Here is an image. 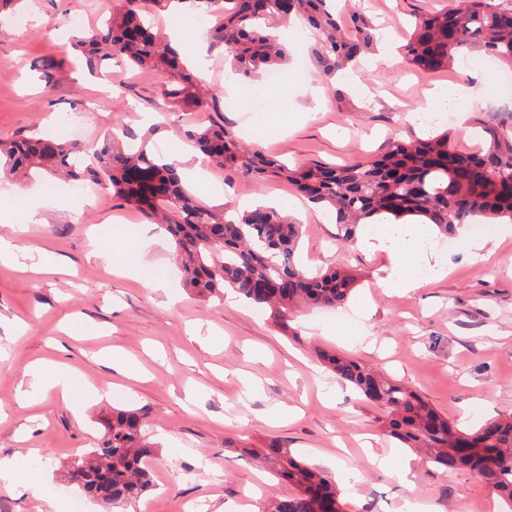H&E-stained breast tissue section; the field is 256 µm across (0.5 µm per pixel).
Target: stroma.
Segmentation results:
<instances>
[{
    "label": "stroma",
    "instance_id": "stroma-1",
    "mask_svg": "<svg viewBox=\"0 0 512 512\" xmlns=\"http://www.w3.org/2000/svg\"><path fill=\"white\" fill-rule=\"evenodd\" d=\"M448 0H360L365 13L388 28L386 49L398 54L415 16L443 9ZM123 0H24L25 23L0 19V139L40 132L66 120L74 140L88 144L115 122L141 128L161 116L154 140L170 156L187 152L186 129L219 120L245 146L290 162L335 164L377 155L392 136L421 129L407 115L429 89L479 84L476 108L498 100L494 76L475 56L449 71L425 74L398 63L369 65L354 84L328 87L289 63L281 85L265 87V109L244 102L246 86L224 58L199 45L206 62L199 80L220 94L216 112L171 111L167 78L142 74L113 59L90 74L63 44L79 13L85 27L120 8ZM372 88L377 105L360 87ZM263 138H255V131ZM0 186V243L25 255L0 262V457L18 474H39L25 488L0 481V512H66L79 489L68 480L73 459L94 448L101 417L132 406L147 414L159 444L151 489L122 510L87 499L86 512H253L292 486L259 469L236 446L279 443L292 456L336 483L345 512H403L418 498L429 512H505L496 492L467 470L437 468L427 456L399 447L378 423L382 411L325 370L313 353L322 347L398 380L458 427L473 430L512 416V224L496 225L492 258L469 260L481 239L474 225L439 237L437 255L447 275L409 292L378 285L379 256L336 243L333 219L303 204L291 208L293 187L257 183L207 167L195 189L210 203L275 199L303 226L298 253L307 269L347 270L356 277L336 318L322 310L295 311L287 326L269 310L225 292L202 300L172 278L173 249L157 225L110 191L71 194L59 181ZM50 196L42 223L28 221L27 200ZM109 249L128 267L113 274L100 255ZM131 361L113 367V354ZM43 362L77 372L95 392L72 407L49 392L19 404L18 383ZM412 459L409 484L393 468Z\"/></svg>",
    "mask_w": 512,
    "mask_h": 512
}]
</instances>
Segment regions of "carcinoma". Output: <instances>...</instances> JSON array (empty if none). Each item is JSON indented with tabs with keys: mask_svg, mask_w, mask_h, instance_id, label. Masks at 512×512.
Here are the masks:
<instances>
[{
	"mask_svg": "<svg viewBox=\"0 0 512 512\" xmlns=\"http://www.w3.org/2000/svg\"><path fill=\"white\" fill-rule=\"evenodd\" d=\"M157 11L188 3L200 14L219 13L207 30L210 48L231 62L245 82L288 62L282 31L300 22L315 32L309 60L316 75L334 84L371 48L374 26L358 8L343 15L335 0H153ZM141 0H124L100 27L74 32L65 48L94 72L123 56L140 70L168 75L165 96L181 112L218 111L217 93H204L179 51L159 40L141 15ZM404 62L424 73L445 71L462 55L489 56L512 70V6L496 0H450L444 9L416 18L400 46ZM480 145L460 149L448 133L405 142L392 138L370 161L289 166L277 157L248 151L222 122L184 131L208 161L249 180L281 178L310 202L335 212L338 241L351 245L360 226L378 215L416 216L448 235L459 224L512 222V135L490 111L474 112ZM159 130L140 134L125 126L92 146L41 134L0 140V179L18 183L35 176L64 175L90 181L135 206L151 224L164 228L174 245L184 288L201 298L225 288L270 310L285 323L299 306L334 309L350 294L355 276L344 270L311 273L298 262V222L257 206L226 219L229 203L214 205L187 187L179 164L149 146ZM319 359L337 377L387 413L384 432L423 452L438 467L474 471L512 507V416L463 431L407 386L364 365L320 349ZM97 448L71 465V481L107 504L131 503L151 487L147 463L156 445L135 409H114L102 421ZM266 469L295 488L273 500L267 512H344L335 482L298 462L287 449L244 448Z\"/></svg>",
	"mask_w": 512,
	"mask_h": 512,
	"instance_id": "carcinoma-1",
	"label": "carcinoma"
}]
</instances>
